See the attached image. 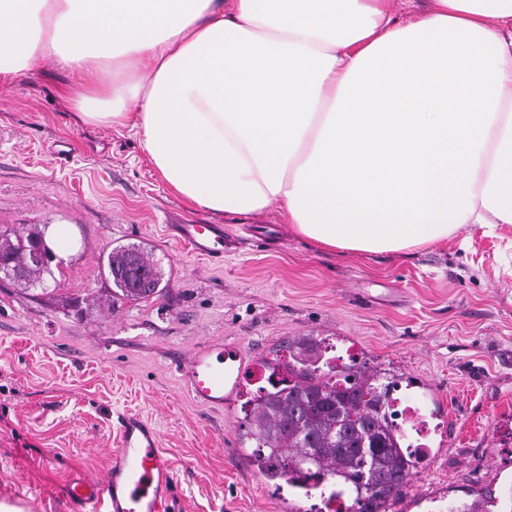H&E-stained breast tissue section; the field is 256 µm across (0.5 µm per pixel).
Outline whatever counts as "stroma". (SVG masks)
Listing matches in <instances>:
<instances>
[{
	"label": "stroma",
	"instance_id": "35a3bbf8",
	"mask_svg": "<svg viewBox=\"0 0 512 512\" xmlns=\"http://www.w3.org/2000/svg\"><path fill=\"white\" fill-rule=\"evenodd\" d=\"M76 81L49 60L0 80V231L62 226L71 238L47 287L0 273V500L75 512L69 478H105L118 420L137 413L174 466L167 512H323L319 492L253 464L240 438L249 392L203 406L179 371L207 342L238 346L248 370L298 336L353 348L440 424L382 512L512 494V224L357 254L296 233L274 208L215 214L170 191L132 132L79 123L60 94ZM173 215L223 225V264L171 239ZM127 244L160 264V296L112 301L102 260Z\"/></svg>",
	"mask_w": 512,
	"mask_h": 512
}]
</instances>
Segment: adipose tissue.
Wrapping results in <instances>:
<instances>
[{
  "label": "adipose tissue",
  "mask_w": 512,
  "mask_h": 512,
  "mask_svg": "<svg viewBox=\"0 0 512 512\" xmlns=\"http://www.w3.org/2000/svg\"><path fill=\"white\" fill-rule=\"evenodd\" d=\"M0 0V75L45 57L216 214L352 253L512 224V0Z\"/></svg>",
  "instance_id": "obj_1"
}]
</instances>
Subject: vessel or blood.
I'll return each mask as SVG.
<instances>
[{
    "label": "vessel or blood",
    "instance_id": "b4317fda",
    "mask_svg": "<svg viewBox=\"0 0 512 512\" xmlns=\"http://www.w3.org/2000/svg\"><path fill=\"white\" fill-rule=\"evenodd\" d=\"M179 240L193 251L217 261L224 258V230L216 224H192L175 228ZM231 351L210 345L194 353L184 370L188 392L198 401L224 402V361ZM120 449L105 479L83 475L70 480L66 494L82 512H165L175 473L161 439L151 424L135 413L123 416L119 425Z\"/></svg>",
    "mask_w": 512,
    "mask_h": 512
}]
</instances>
